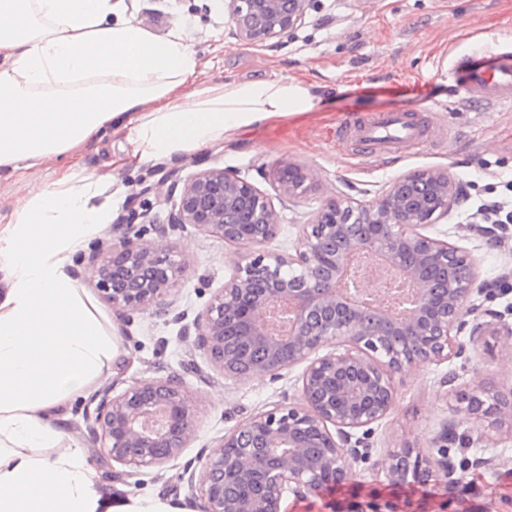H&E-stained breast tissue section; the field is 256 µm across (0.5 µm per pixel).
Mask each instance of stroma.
<instances>
[{
	"mask_svg": "<svg viewBox=\"0 0 512 512\" xmlns=\"http://www.w3.org/2000/svg\"><path fill=\"white\" fill-rule=\"evenodd\" d=\"M136 19L161 35L175 20L188 22L201 62L200 81L271 80L288 75L312 84L319 98L312 111L252 127L233 141L162 164L117 165V158L130 149L120 130L88 143L79 158L80 167L86 170H111L110 190L115 200L111 224L76 256L73 265L79 288L95 300L111 323L118 346L95 390L113 385L121 391L143 379L181 373L189 391L201 397L202 403L196 437L189 448L163 467L143 468L129 478L121 476V464L103 462L105 453L93 441L84 419L89 397L71 403L66 440L83 448L112 488L200 512V499L180 479L184 467L198 462L206 448L251 414L296 399L301 370L284 371L277 380L239 383L224 378L207 354L181 336L170 315L148 310L127 321L113 311L95 286L94 252L110 246L143 210L166 217L170 206L164 198L172 176L184 178L221 167L269 193L275 168L288 162L304 165L312 175V191L295 204L276 205L281 231L268 247L286 250L296 239L298 224L328 199L344 195L369 201L402 174L446 167L465 185L467 195L447 223L437 225L435 231L447 235L449 243L471 251L481 278H496L512 268V239L490 242L470 232L469 226L478 205L504 196L505 183L512 180V108L457 107L446 71L455 55L483 40L512 36V0H319L293 35L263 48L243 46L230 37L222 0H138ZM418 106L424 107L423 118L432 129L446 132L445 146L429 144L374 161L353 144L336 142V128L348 118ZM62 166V161L51 159L11 179L1 178L0 217L9 215L17 196L54 182ZM169 240L185 252L188 263L169 297L172 313H197L223 287L238 249L222 238L193 230L173 232ZM190 364L195 367L191 373L186 370ZM451 372L457 373L461 387L472 377L456 359L397 378L394 408L375 425L370 438L374 456L407 442L425 445L443 425L453 422L444 383ZM494 454L506 459V467L494 473L468 470L454 492L470 512H512V441L490 449L457 451L461 458Z\"/></svg>",
	"mask_w": 512,
	"mask_h": 512,
	"instance_id": "1",
	"label": "stroma"
}]
</instances>
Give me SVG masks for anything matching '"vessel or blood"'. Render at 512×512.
Wrapping results in <instances>:
<instances>
[{"instance_id":"b4317fda","label":"vessel or blood","mask_w":512,"mask_h":512,"mask_svg":"<svg viewBox=\"0 0 512 512\" xmlns=\"http://www.w3.org/2000/svg\"><path fill=\"white\" fill-rule=\"evenodd\" d=\"M448 77L456 103L464 108L512 106V41H498L490 50L455 56L448 67ZM338 134L365 155L380 160L418 147L428 139L429 130L411 111L391 110L344 122Z\"/></svg>"}]
</instances>
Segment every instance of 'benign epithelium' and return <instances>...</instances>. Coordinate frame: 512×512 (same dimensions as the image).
<instances>
[{
  "label": "benign epithelium",
  "mask_w": 512,
  "mask_h": 512,
  "mask_svg": "<svg viewBox=\"0 0 512 512\" xmlns=\"http://www.w3.org/2000/svg\"><path fill=\"white\" fill-rule=\"evenodd\" d=\"M316 0H224L229 35L254 47H273L304 24ZM277 190L296 202L312 190L309 170L289 162L272 173ZM464 185L447 168L409 172L373 200L329 199L300 225L288 252L264 249L279 231L270 197L224 168L174 180L167 222L148 221L133 235L96 254V287L124 317L156 307L186 269L170 233L192 227L242 249L224 287L182 327L227 379L249 382L281 377L303 366L299 396L251 415L224 433L200 470L185 467L187 485L202 512H286L288 498L321 501L323 512H414L401 499L411 485L459 487L473 466L504 464L494 458L456 461L452 445L466 448L512 439V377L496 382L472 365L473 381L452 392L463 436L443 428L426 445L406 443L373 463L391 492L351 490L355 466L371 461L372 425L386 419L396 399L395 378L465 357L493 339L512 342V307L496 300L512 292V274L479 278L473 255L426 230L448 217ZM153 237H148V234ZM357 256H376L404 273L418 290L401 321L365 317L343 298L336 274ZM85 413L89 432L114 462L161 467L195 438L197 397L183 376L141 380L114 395L94 396ZM161 410V428L148 422ZM348 489L349 497L327 496Z\"/></svg>",
  "instance_id": "obj_1"
}]
</instances>
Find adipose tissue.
Instances as JSON below:
<instances>
[{"instance_id":"adipose-tissue-1","label":"adipose tissue","mask_w":512,"mask_h":512,"mask_svg":"<svg viewBox=\"0 0 512 512\" xmlns=\"http://www.w3.org/2000/svg\"><path fill=\"white\" fill-rule=\"evenodd\" d=\"M191 41L183 22L153 33L128 0H0V178L73 160L113 128L133 161L158 163L313 109L312 85L285 76L195 85ZM108 187L66 170L18 197L0 225V512H187L110 490L84 450L63 443L64 407L116 352L71 273L112 221Z\"/></svg>"}]
</instances>
